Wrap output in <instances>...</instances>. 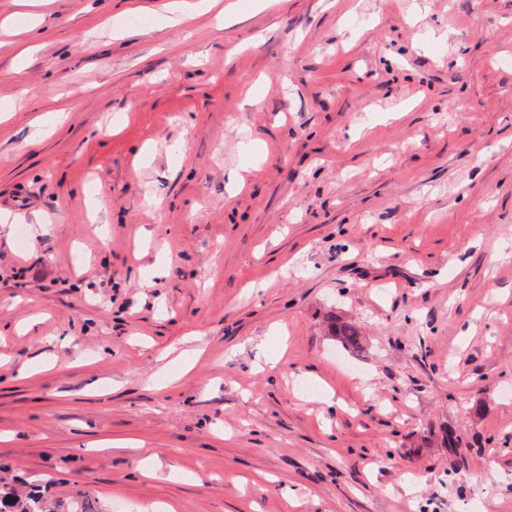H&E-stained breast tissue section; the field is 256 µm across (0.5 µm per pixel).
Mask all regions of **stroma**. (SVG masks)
Returning a JSON list of instances; mask_svg holds the SVG:
<instances>
[{
  "instance_id": "stroma-1",
  "label": "stroma",
  "mask_w": 512,
  "mask_h": 512,
  "mask_svg": "<svg viewBox=\"0 0 512 512\" xmlns=\"http://www.w3.org/2000/svg\"><path fill=\"white\" fill-rule=\"evenodd\" d=\"M168 2L0 28V474L110 512H512V0ZM330 335L345 351L359 349L363 341V337L357 326L351 323L341 322L339 319H335L331 322Z\"/></svg>"
}]
</instances>
